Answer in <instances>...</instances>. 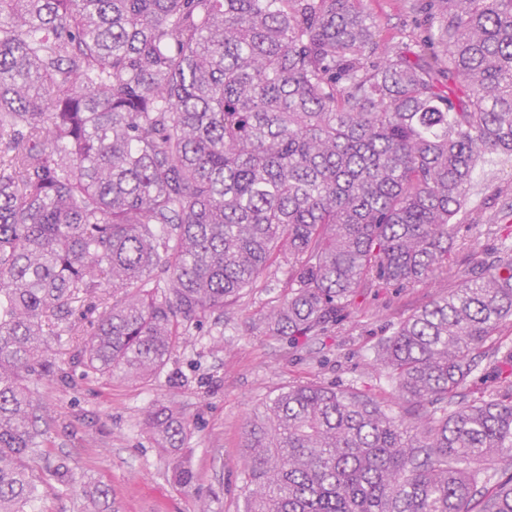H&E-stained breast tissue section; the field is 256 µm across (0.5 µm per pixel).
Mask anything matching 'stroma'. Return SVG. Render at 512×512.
<instances>
[{
  "label": "stroma",
  "mask_w": 512,
  "mask_h": 512,
  "mask_svg": "<svg viewBox=\"0 0 512 512\" xmlns=\"http://www.w3.org/2000/svg\"><path fill=\"white\" fill-rule=\"evenodd\" d=\"M407 2L364 0L380 43L410 25ZM471 204L481 211V222L462 226L453 237V258L463 270L492 262L503 245L512 244V163L479 170ZM262 281L225 309L223 322L206 320L148 380L85 373L77 338L50 340L49 354L61 373L40 380L34 398L45 409V450L67 462L72 481L60 486L37 466V512H197L202 504L208 512H244V433L263 403L299 383L354 387L393 399L385 373L369 366L378 343L413 310L458 285L433 279L362 295L340 328L294 347L269 335L262 321L285 295V275L273 271ZM162 405L175 406L190 424L181 454L196 473L192 487L173 481L168 458L155 449L147 416ZM97 485L107 487L109 497L93 508L86 493Z\"/></svg>",
  "instance_id": "obj_1"
}]
</instances>
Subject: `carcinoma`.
Wrapping results in <instances>:
<instances>
[{"label":"carcinoma","mask_w":512,"mask_h":512,"mask_svg":"<svg viewBox=\"0 0 512 512\" xmlns=\"http://www.w3.org/2000/svg\"><path fill=\"white\" fill-rule=\"evenodd\" d=\"M361 2L0 0V512L38 490L48 338L155 377L285 264L265 325L292 345L362 290L460 284L377 349L403 410L314 383L264 404L245 512H512V369L462 393L487 349L512 362V249L462 274L448 248L477 166L512 159V0H413L386 46ZM148 422L183 448L179 414Z\"/></svg>","instance_id":"carcinoma-1"}]
</instances>
